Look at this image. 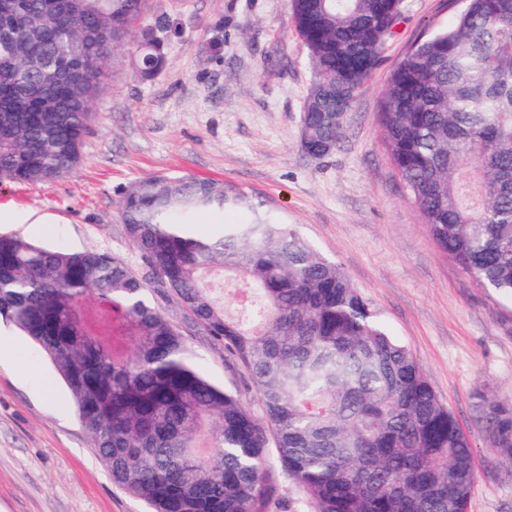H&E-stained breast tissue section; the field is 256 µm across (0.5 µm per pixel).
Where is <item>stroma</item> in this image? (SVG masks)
Listing matches in <instances>:
<instances>
[{
	"instance_id": "obj_1",
	"label": "stroma",
	"mask_w": 512,
	"mask_h": 512,
	"mask_svg": "<svg viewBox=\"0 0 512 512\" xmlns=\"http://www.w3.org/2000/svg\"><path fill=\"white\" fill-rule=\"evenodd\" d=\"M451 0H405L404 19L365 82L343 139L313 160L300 116L312 70L289 0H147L144 21L170 20L164 64L131 78L111 67L78 164L52 184L0 181V223L54 248L97 247L139 267L118 200L157 175L237 184L349 276L412 353L469 436L478 473L469 512H512V462L500 457L482 399L512 403V304L492 298L436 247L392 166L377 113L390 70L423 35L447 28ZM205 372L241 390L224 350L193 339ZM0 512H146L113 484L44 352L0 322Z\"/></svg>"
}]
</instances>
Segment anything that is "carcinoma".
I'll return each instance as SVG.
<instances>
[{
    "instance_id": "carcinoma-1",
    "label": "carcinoma",
    "mask_w": 512,
    "mask_h": 512,
    "mask_svg": "<svg viewBox=\"0 0 512 512\" xmlns=\"http://www.w3.org/2000/svg\"><path fill=\"white\" fill-rule=\"evenodd\" d=\"M404 0H291L313 80L301 124L319 157L347 122L317 107L324 86L347 88L350 112L402 20ZM76 22L61 0H15L0 16V57L20 68L63 29L112 41L68 68L49 99L22 98L0 73V179L51 184L80 160L110 60L143 0H84ZM132 65L148 79L162 42L141 31ZM389 159L438 249L481 288L512 303V0H464L446 30L418 40L389 75L378 112ZM122 235L143 272L100 248L50 250L0 235V320L55 365L112 481L149 512H270L278 482L316 512H469L474 451L410 351L383 328L342 268L258 198L230 182L155 176L119 200ZM242 210L209 236L184 216ZM224 277L235 310L212 292ZM195 331L240 363L256 412L201 368ZM496 447L512 459V406L488 403ZM269 464L274 469L279 482L280 505H272L271 512H314L305 491L291 477L279 468L274 451L269 449Z\"/></svg>"
}]
</instances>
